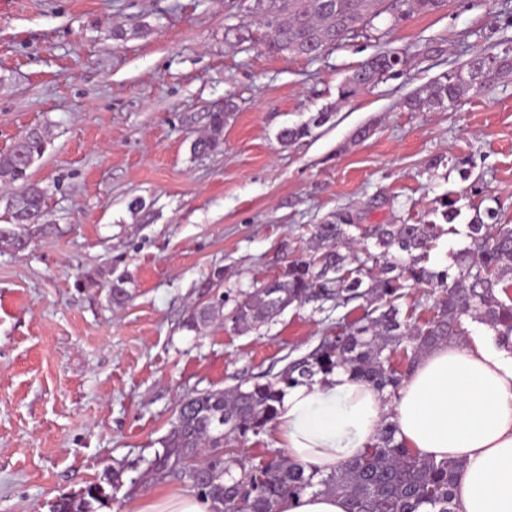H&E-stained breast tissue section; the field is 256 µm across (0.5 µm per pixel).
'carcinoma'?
Masks as SVG:
<instances>
[{
  "label": "carcinoma",
  "mask_w": 512,
  "mask_h": 512,
  "mask_svg": "<svg viewBox=\"0 0 512 512\" xmlns=\"http://www.w3.org/2000/svg\"><path fill=\"white\" fill-rule=\"evenodd\" d=\"M446 0H251V12L263 29L259 43L273 55L322 53L368 26L381 13L392 26L415 14L440 10ZM410 48L382 50L363 61L341 85L349 98L374 88L390 75L403 73ZM512 71V48L503 55L472 54L407 96L411 112L445 110L469 92L484 87L489 74ZM232 96L200 112L183 115L185 126L202 134L191 144L195 154L224 149V128L234 116ZM320 112L309 122L284 127L278 138L291 145L326 123ZM46 147V131L29 128L0 155V180L21 183L7 202V225L0 245L18 251L46 231V193L29 181L28 170ZM455 201L443 198L433 210L442 222L377 224L364 228L348 209L312 225L308 245L291 252L280 276L243 293L229 321L249 332L280 315L288 306L327 302L338 308L362 299V316L336 323L305 354L291 358L271 377L255 378L229 390H202L183 399L170 429L142 474L145 481L178 476L195 494L211 500L213 512H279L281 501L312 493L346 497L351 512H456L455 483L463 464L414 454L397 437L396 423L382 422L366 449L339 468L325 473L277 452L259 462H246L238 445L262 433L278 416L288 389L342 371L363 382L389 403L415 363L432 348L470 335L465 322L487 326L495 345L512 353V224L496 214L476 213L459 230ZM359 234L353 235L350 229ZM446 234L463 235L468 244L451 254L448 266L430 263V252ZM407 308H402V305ZM430 313L421 323L418 309ZM224 320V298L193 308L185 326L198 330ZM112 495L94 482L75 498H62L52 512H97Z\"/></svg>",
  "instance_id": "1"
}]
</instances>
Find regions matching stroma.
I'll list each match as a JSON object with an SVG mask.
<instances>
[{
  "label": "stroma",
  "mask_w": 512,
  "mask_h": 512,
  "mask_svg": "<svg viewBox=\"0 0 512 512\" xmlns=\"http://www.w3.org/2000/svg\"><path fill=\"white\" fill-rule=\"evenodd\" d=\"M249 5L0 0V155L46 128L29 177L51 220L27 249L0 248V512H51L116 467L109 512H137L160 488L189 491L179 478L137 480L179 399L278 372L342 316L293 305L253 332L228 321L191 331V307L220 296L232 311L337 210L418 224L446 196L456 226L490 207L512 224V74L445 111L402 106L474 52L499 53L512 0H448L395 28L381 15L389 47L438 51L345 100L341 85L378 39L272 55ZM228 94L237 110L223 152L193 154L182 115ZM320 112L330 118L310 136L280 143L281 128ZM135 197L144 214L129 210ZM217 270L220 287H208ZM119 278L121 306L108 290Z\"/></svg>",
  "instance_id": "stroma-1"
}]
</instances>
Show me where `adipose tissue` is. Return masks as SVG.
Returning a JSON list of instances; mask_svg holds the SVG:
<instances>
[{"mask_svg":"<svg viewBox=\"0 0 512 512\" xmlns=\"http://www.w3.org/2000/svg\"><path fill=\"white\" fill-rule=\"evenodd\" d=\"M391 416L419 456L462 461L459 512H512V364L478 341L441 344L420 359L392 404L338 372L289 389L274 422L277 447L329 472L358 455ZM139 512H213L197 495L158 491Z\"/></svg>","mask_w":512,"mask_h":512,"instance_id":"adipose-tissue-1","label":"adipose tissue"}]
</instances>
